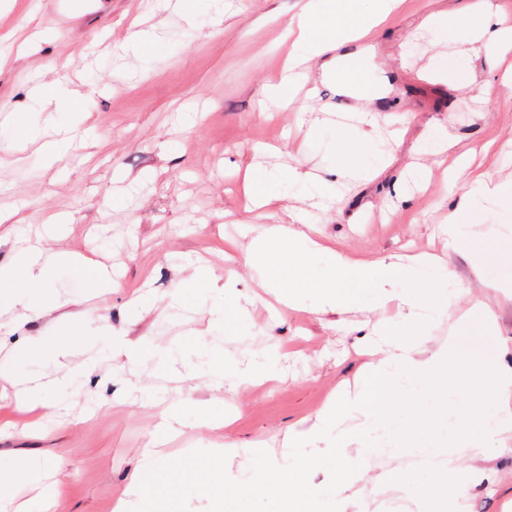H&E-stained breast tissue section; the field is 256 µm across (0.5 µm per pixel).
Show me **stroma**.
Returning a JSON list of instances; mask_svg holds the SVG:
<instances>
[{"instance_id":"obj_1","label":"stroma","mask_w":512,"mask_h":512,"mask_svg":"<svg viewBox=\"0 0 512 512\" xmlns=\"http://www.w3.org/2000/svg\"><path fill=\"white\" fill-rule=\"evenodd\" d=\"M0 0V266L25 248L33 228L47 216L66 222L52 243L58 251L94 258L112 270L118 288L90 295L69 268L56 271L51 292L56 308L35 313L20 308L0 315V357L29 349L19 372L42 381L62 379L72 369L86 375L55 391V421L28 428L16 408L14 390L0 382V466L28 457L52 463L62 512H114L152 447L162 448L169 471L191 483L172 492L159 482L155 500L165 512H223L224 491L215 485L221 461L213 448L232 441L247 450L264 439L282 443L289 429L310 427L340 391H355L367 357L361 316L316 314L311 297L297 309L280 308L238 251L225 260V241L247 243L265 226L258 211L245 207L240 170L247 164L302 167L318 172L342 151L338 131L327 124L336 110V91L322 81L319 62H310L317 88L312 111L282 109L266 99L269 84L283 75L280 41L302 0H230L217 11L213 0H193L190 14L158 9L159 0ZM469 0H403L370 38L394 93L378 113L379 143L360 157L371 180L350 184L323 217L321 235L340 252L373 259L430 251L464 277L480 262L487 280L512 283V201L482 202L462 219L467 252L449 251L442 224L449 204L466 192L465 180L446 190L444 171L457 154L469 153L472 168L493 184L512 186V163L499 153L512 143V87L504 83L506 63L491 56H463L461 43L422 26L430 13L464 12ZM157 36L145 59L126 52L133 33ZM191 31L192 45L176 38ZM409 54H402L403 42ZM65 75L82 94L86 138H75L55 165L45 163L41 144L72 116L41 108L30 97L31 79L46 66ZM489 85L485 101L461 104L462 84ZM447 123L454 152L425 157L428 184L404 195L400 176L416 160V148L433 126ZM122 195L113 209V195ZM203 264L214 272L205 298L190 281ZM237 280H230V273ZM249 298L246 317L230 314L222 335L211 329L213 304L224 299L225 281ZM482 299L498 315L494 331L475 310ZM471 316L459 334L462 359L473 371L486 362L512 365V296L473 289L454 299ZM81 323L91 341L54 356L56 337ZM136 342L218 341L225 354L247 362L251 351L279 344L288 350L277 377L238 393L209 387L205 372L168 381L149 363L125 355L101 359V331ZM124 368L113 378L114 365ZM184 404L186 417L204 408L221 418L215 428L181 427L170 433L165 412ZM402 410L434 416L428 438L440 446L459 434V411L467 399L449 391L447 403L418 393L397 399ZM484 479L470 487L462 512H512V453L489 451Z\"/></svg>"}]
</instances>
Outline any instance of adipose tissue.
<instances>
[{"mask_svg": "<svg viewBox=\"0 0 512 512\" xmlns=\"http://www.w3.org/2000/svg\"><path fill=\"white\" fill-rule=\"evenodd\" d=\"M396 5L397 0H305L289 22V74L281 86L270 88V96L290 105L295 87L309 80L307 63L318 59L323 78L335 84L337 94L356 100L358 123L347 129L344 153L333 178L300 170L295 173L296 179L306 183L310 198L320 210L330 208L339 181L369 178L368 169L355 163L351 155L370 149L375 125L372 105L385 99L390 88L384 82L372 84L363 80L365 67L372 64L375 53L373 46H360L359 41ZM467 11L473 24H462L456 14H430L422 24L451 34L475 55L503 57L512 53L511 19L495 9L490 0H470ZM502 193L500 186L484 176L472 178L469 191L448 211L449 250L464 248L460 220L471 206ZM58 233V226H46L37 243L23 249L11 267L0 268L1 308L20 306L38 311L49 305V282L54 270L62 265L79 273L94 291L114 288L105 268L81 256L64 259L50 254V243ZM248 257L253 268L265 273L263 288L284 306H298L300 294L308 291L314 295L316 312L322 314L339 315L354 309L369 316L391 302L396 303L399 313L395 320L373 325L370 344L375 359L366 365L364 380L356 391L329 401L308 429L290 433L286 459H278L266 442L254 444V465L238 474L225 471V489L239 494L298 496L302 486L296 483V475L329 454L336 460V481L315 486L310 494L315 498H336L340 487L364 481L372 466L382 461L381 444L387 434L398 431L415 435L424 426L423 421L402 418L398 407L383 399V391L438 392L451 386L467 394L488 381L494 385L495 393L480 406L484 440L460 438L447 447L429 449L428 478L406 484L409 496L425 503L428 512H458L469 485L481 474L477 460L491 447L503 452L512 449V366L495 362L476 377L459 373L455 330L449 331L447 342L432 353L424 351L436 325L450 317L460 325L467 316L452 313V299L448 296L421 305L414 293L415 284L433 277L456 286L462 294L466 291L462 278L442 264L439 257L429 254L388 256L375 261L346 257L321 238L314 219L300 213L294 214L290 223L266 228L261 237L250 243ZM283 264L294 271L291 282L279 279L277 271ZM195 348L198 356L206 358L211 385L217 389L234 390L271 377L281 359L278 349L265 348L253 352L250 363L243 365L227 359L207 343H196ZM130 356L135 360L153 359L161 369L174 374H190L195 368L184 358L182 346L161 345L149 339L134 345ZM351 419L356 420V428L348 427ZM464 457L471 461L465 470L458 465ZM46 470V464L34 459L0 469V512H57L56 493L43 482ZM20 482L39 486L40 491L18 507L12 489Z\"/></svg>", "mask_w": 512, "mask_h": 512, "instance_id": "ef3b65f1", "label": "adipose tissue"}]
</instances>
